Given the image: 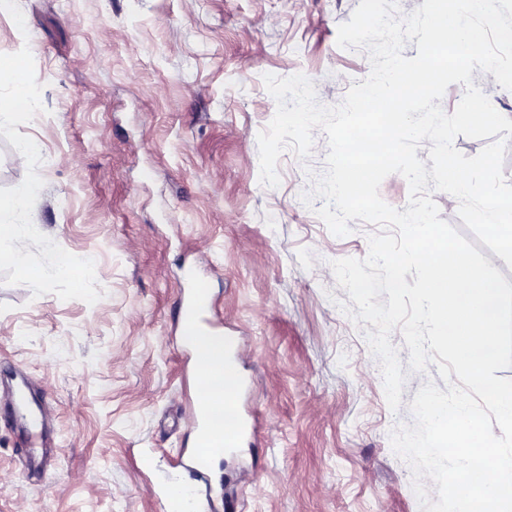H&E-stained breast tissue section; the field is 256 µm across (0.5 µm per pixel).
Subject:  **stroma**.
<instances>
[{
	"label": "stroma",
	"instance_id": "1",
	"mask_svg": "<svg viewBox=\"0 0 512 512\" xmlns=\"http://www.w3.org/2000/svg\"><path fill=\"white\" fill-rule=\"evenodd\" d=\"M360 0H17L43 113L35 228L91 257L94 304L33 297L0 272V379H34L52 420V464L26 478L0 427V512H166L161 489L191 442L195 363L177 304L207 277L212 319L238 355L252 426L199 483V512H421L390 432L436 365L408 373L391 411L364 327L331 268L365 258L375 225L337 237L303 193L325 168L284 151L259 179L257 137L277 104L263 77L306 76L339 105L371 72L336 43Z\"/></svg>",
	"mask_w": 512,
	"mask_h": 512
}]
</instances>
